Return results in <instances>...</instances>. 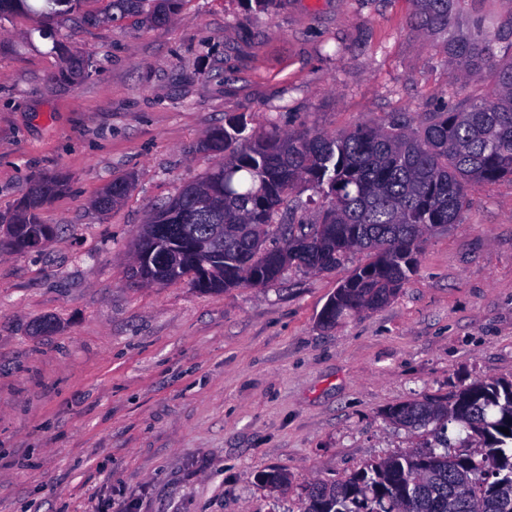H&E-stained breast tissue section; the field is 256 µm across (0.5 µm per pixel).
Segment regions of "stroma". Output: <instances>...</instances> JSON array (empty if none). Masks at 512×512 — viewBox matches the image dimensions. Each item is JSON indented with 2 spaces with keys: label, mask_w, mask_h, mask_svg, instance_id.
Listing matches in <instances>:
<instances>
[{
  "label": "stroma",
  "mask_w": 512,
  "mask_h": 512,
  "mask_svg": "<svg viewBox=\"0 0 512 512\" xmlns=\"http://www.w3.org/2000/svg\"><path fill=\"white\" fill-rule=\"evenodd\" d=\"M411 13V0L269 14L183 0L162 30L0 22V214L31 178H67L40 213L58 234L0 247V512H301L309 483L428 441L384 409L512 379V178L470 186L397 295L331 329L320 313L367 252L209 293L129 277L141 226L214 166L196 146L226 119L333 134L476 94L449 81ZM76 49L93 75L49 84ZM122 176L129 196L97 212ZM43 319L55 331L34 335ZM270 467L287 490L260 485ZM132 188L130 177H119L112 180L96 198L92 201V206L100 213H108L125 199Z\"/></svg>",
  "instance_id": "1"
}]
</instances>
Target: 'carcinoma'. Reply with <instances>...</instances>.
Listing matches in <instances>:
<instances>
[{
  "label": "carcinoma",
  "mask_w": 512,
  "mask_h": 512,
  "mask_svg": "<svg viewBox=\"0 0 512 512\" xmlns=\"http://www.w3.org/2000/svg\"><path fill=\"white\" fill-rule=\"evenodd\" d=\"M84 2L0 0V20L21 13L43 25L74 15L78 28L161 30L181 5V0H103L104 8L82 11ZM411 2V30L441 44L450 80L490 82V93L444 105L417 128L392 117L335 135L302 125L253 136L243 117L228 120L200 143V150L219 157L211 171L151 215L149 223L163 228L137 238L131 277L156 285L186 278L200 292L263 286L290 267L331 271L345 265L352 252L367 250L372 260L336 289L321 323L334 327L347 316L389 303L417 266L425 236L457 222L469 204L468 185L512 177V59H497L501 44L512 47V18L501 23L490 12L480 14L463 34L458 19L466 0ZM88 68H93L90 56L76 51L47 82L68 85ZM64 187L54 177L33 178L15 209L0 214V224L12 225L0 245L30 251L35 228L52 239L57 227L42 223L40 210ZM300 187L323 199L320 221L290 224L278 243L266 246L274 215ZM131 188V178H116L92 206L108 213ZM216 224L224 231L214 230ZM189 229L206 235V257L186 243ZM276 252L282 259L274 265ZM203 261L214 272L201 284L195 271ZM384 418L405 428L428 427L432 440L341 482L311 483L303 512H512V379L475 381L445 400L411 399L387 409ZM452 424L478 438V448L451 450ZM260 478L265 487L288 488V475L279 470Z\"/></svg>",
  "instance_id": "carcinoma-1"
}]
</instances>
